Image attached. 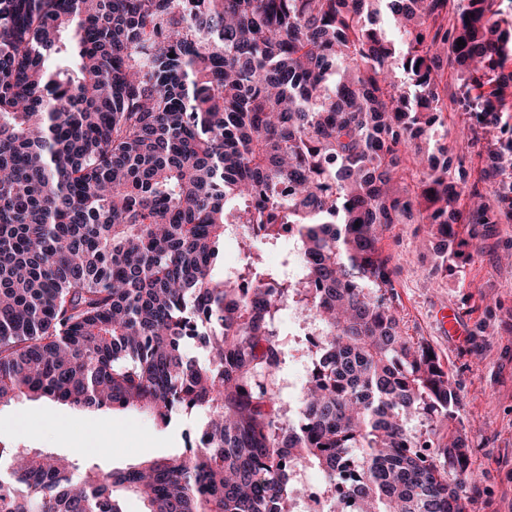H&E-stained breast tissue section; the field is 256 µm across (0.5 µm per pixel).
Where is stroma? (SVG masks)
Listing matches in <instances>:
<instances>
[{
  "mask_svg": "<svg viewBox=\"0 0 512 512\" xmlns=\"http://www.w3.org/2000/svg\"><path fill=\"white\" fill-rule=\"evenodd\" d=\"M466 117L448 107V145L472 172L482 166L485 143H472ZM392 258L398 313L404 335L427 343L457 388L455 428L466 434L474 481L463 493L468 512H512V224L491 226L471 261L438 265L435 241L423 224H396L380 243ZM454 313L461 328L449 333L441 312ZM288 357L279 377L282 412L292 415L315 358L305 337L280 324ZM202 416L184 415L162 425L151 415L124 410H85L52 401L0 405V443L49 448L77 463L123 468L166 456L183 446L182 433Z\"/></svg>",
  "mask_w": 512,
  "mask_h": 512,
  "instance_id": "obj_1",
  "label": "stroma"
}]
</instances>
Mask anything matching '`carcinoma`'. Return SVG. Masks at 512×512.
<instances>
[{
    "label": "carcinoma",
    "instance_id": "cac0c4a2",
    "mask_svg": "<svg viewBox=\"0 0 512 512\" xmlns=\"http://www.w3.org/2000/svg\"><path fill=\"white\" fill-rule=\"evenodd\" d=\"M448 5L0 0V404L205 416L119 469L0 445V512H290L302 465L326 512H467L457 393L403 335L379 246L427 224L445 263L456 225L512 221V20ZM448 60L471 141L495 133L476 179L448 149ZM230 230L243 263L216 279ZM288 305L320 341L285 419Z\"/></svg>",
    "mask_w": 512,
    "mask_h": 512
}]
</instances>
